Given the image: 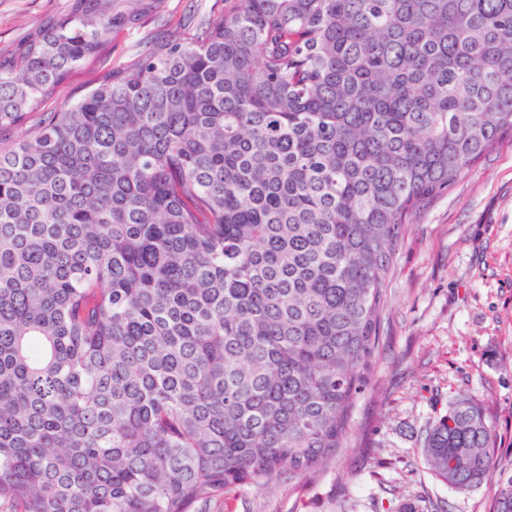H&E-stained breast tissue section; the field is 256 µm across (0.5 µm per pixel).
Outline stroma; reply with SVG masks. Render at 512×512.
<instances>
[{"label":"stroma","mask_w":512,"mask_h":512,"mask_svg":"<svg viewBox=\"0 0 512 512\" xmlns=\"http://www.w3.org/2000/svg\"><path fill=\"white\" fill-rule=\"evenodd\" d=\"M68 0H0V48H11ZM224 13V0H165L141 28L75 68L42 109L70 107L99 74L166 37L189 38L193 17ZM496 425V467L477 490L439 481L421 457V433L459 395ZM512 462V134L467 168L447 196L406 225L386 278L375 370L343 448L311 481L240 490L209 512H493L499 470Z\"/></svg>","instance_id":"obj_1"}]
</instances>
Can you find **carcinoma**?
Listing matches in <instances>:
<instances>
[{"label":"carcinoma","instance_id":"cac0c4a2","mask_svg":"<svg viewBox=\"0 0 512 512\" xmlns=\"http://www.w3.org/2000/svg\"><path fill=\"white\" fill-rule=\"evenodd\" d=\"M39 107L163 0L0 49V512H195L301 484L367 389L403 225L512 130V0H227ZM461 395L422 454L481 486ZM493 512H512V466Z\"/></svg>","mask_w":512,"mask_h":512}]
</instances>
